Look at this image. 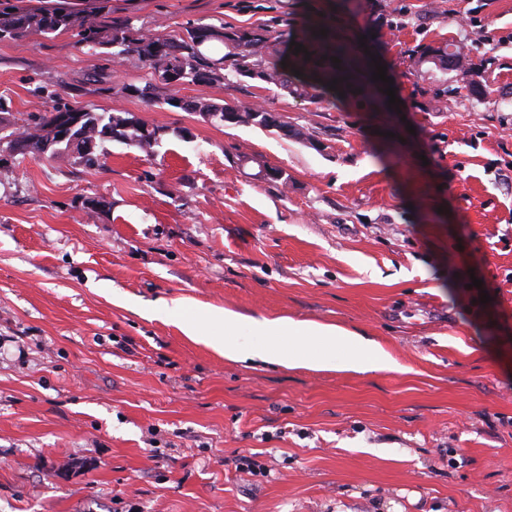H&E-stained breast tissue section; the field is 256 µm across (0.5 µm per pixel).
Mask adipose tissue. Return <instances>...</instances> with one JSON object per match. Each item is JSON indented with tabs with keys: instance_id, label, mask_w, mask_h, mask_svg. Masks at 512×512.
<instances>
[{
	"instance_id": "ef3b65f1",
	"label": "adipose tissue",
	"mask_w": 512,
	"mask_h": 512,
	"mask_svg": "<svg viewBox=\"0 0 512 512\" xmlns=\"http://www.w3.org/2000/svg\"><path fill=\"white\" fill-rule=\"evenodd\" d=\"M223 334H215L204 324L189 330L190 335L200 339L224 353L226 358L236 361L259 360L280 362L289 360L313 366L328 365L325 353L308 351L307 345L314 337H322L329 346L343 349V365L350 369H384L392 364L390 356L372 338L361 332L347 330L334 325H323L287 318L247 319L232 311H225L220 319ZM259 336L260 342L250 349H242L236 337L242 330Z\"/></svg>"
}]
</instances>
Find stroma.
<instances>
[{"instance_id":"stroma-1","label":"stroma","mask_w":512,"mask_h":512,"mask_svg":"<svg viewBox=\"0 0 512 512\" xmlns=\"http://www.w3.org/2000/svg\"><path fill=\"white\" fill-rule=\"evenodd\" d=\"M431 2L60 4L285 46L318 25L364 43L400 101L178 90L277 128L146 106L123 88L147 67L69 33L0 41L1 116L57 103L160 130L150 154L104 141L100 169L0 154V512H512V0ZM451 42L468 76L413 65ZM225 309L356 329L393 363L230 360L187 333ZM192 112H218L219 115L212 120L227 122L234 125H259L262 127H280L281 123L270 115V111L263 105L252 107L230 106L226 103H219L212 100H195ZM256 112L258 113L255 118ZM226 119H231L232 122Z\"/></svg>"}]
</instances>
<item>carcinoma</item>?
<instances>
[{"mask_svg": "<svg viewBox=\"0 0 512 512\" xmlns=\"http://www.w3.org/2000/svg\"><path fill=\"white\" fill-rule=\"evenodd\" d=\"M43 36L57 32H71L78 37V43L92 49L108 48L114 44L121 46L117 56L133 55L143 63L159 80L143 87L125 86L126 92L134 91L144 103L153 105L159 101L170 103L174 96L160 98L159 85H172L169 72L180 75V82L224 84L229 77L238 81H253L268 88H275L290 96L309 100L314 104L334 101L344 90H363L357 66L350 61L349 48L345 40L332 32L322 36L320 32L308 30L298 40L302 51L285 54L280 48L279 37L267 29L237 30L231 27L189 26L181 35H160L135 31L121 21L105 23L98 15L68 11H0V39L26 37L31 32ZM339 58V67L329 57ZM413 65L420 67L432 64L442 70L469 72L466 55L455 44L444 47H425L412 58ZM300 75H295V72ZM338 83H333V80ZM196 112H216V121L232 120L234 125H259L279 127L262 105L252 107L230 106L212 100L194 101ZM72 109L52 106V110L30 115L21 126H12L10 134H18L24 139L39 144L49 136L56 124L72 119ZM130 118L125 112H97L88 120L82 121L74 132L75 143L64 144L58 152L50 153L54 162H78L88 168L98 165L95 152L85 151L90 142L105 141L104 130L116 128ZM122 142L131 144L150 153L160 138V129L147 128L143 121L129 131L121 132Z\"/></svg>", "mask_w": 512, "mask_h": 512, "instance_id": "1", "label": "carcinoma"}]
</instances>
